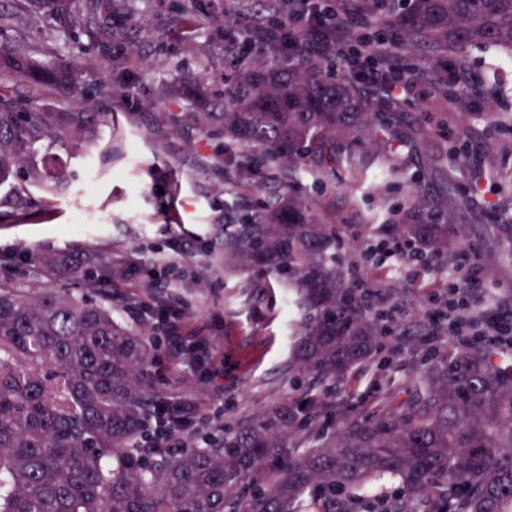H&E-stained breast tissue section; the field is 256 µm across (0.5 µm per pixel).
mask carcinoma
<instances>
[{"label":"carcinoma","instance_id":"cac0c4a2","mask_svg":"<svg viewBox=\"0 0 512 512\" xmlns=\"http://www.w3.org/2000/svg\"><path fill=\"white\" fill-rule=\"evenodd\" d=\"M0 33L51 16L102 43L132 46L115 0H9ZM354 12L377 16L400 50L441 46L468 67L471 50L512 57V0H358ZM286 66L237 64L219 111L204 104L182 116L199 131L260 152L290 172L326 173L336 142L370 137L389 155L394 139L375 112L388 105L350 81L327 76L295 48ZM130 57L112 59L110 97L131 83ZM0 74L33 96L44 85L83 84L84 72L55 55L42 59L23 40L0 48ZM174 104L210 96L203 78L163 84ZM92 112H45L0 101V186L21 201L65 194L53 161L25 166L34 144L60 130L74 144L97 138ZM450 216L423 198L391 232L450 262ZM340 237L293 196H271L244 224L224 225V265L270 269L303 311L294 343L296 375L344 380L374 360L389 333L349 285L337 261ZM150 339L86 296L43 287L20 293L0 278V512H512V366L479 342L436 355L391 410L336 414L317 446L292 453L300 406H279L240 422L217 445L155 443L192 423L173 418L144 382ZM273 470L259 479L267 463ZM389 479L399 494L369 490Z\"/></svg>","mask_w":512,"mask_h":512}]
</instances>
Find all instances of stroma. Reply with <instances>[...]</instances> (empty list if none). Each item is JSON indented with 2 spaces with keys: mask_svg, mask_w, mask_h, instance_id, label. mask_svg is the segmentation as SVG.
Instances as JSON below:
<instances>
[{
  "mask_svg": "<svg viewBox=\"0 0 512 512\" xmlns=\"http://www.w3.org/2000/svg\"><path fill=\"white\" fill-rule=\"evenodd\" d=\"M184 2L134 0L133 9L151 26L135 35V86L127 97L97 93L119 46L86 38L72 44L51 18L0 36L23 39L36 53H54L83 69L82 90L44 86L38 108L82 107L100 119L96 141L77 147L57 136L34 147L33 160L56 157L70 183L67 195L50 202L36 196L22 206L0 187V264L22 290L67 288L111 305L120 322L147 329L154 358L146 382L168 402L194 403L190 431L196 436H218L224 426L261 419L302 396L332 409L403 403L423 367L424 349L444 352L458 343L442 330L422 335L417 321L433 315L462 270L434 259L399 258L388 249L359 267V282L401 307L406 332L387 337L378 360L338 382L325 400L313 381L295 386L288 371L300 311L287 307L275 275L225 268L224 227L244 223L265 197L293 195L337 229L361 225L366 247L418 194L446 206L463 227L457 246L471 249L482 268L478 296L512 304V132L488 114L496 85L512 88V68L475 52L464 80L446 50L419 47L393 55L395 66L415 72L414 94L394 95L382 110L398 134L416 142L401 155L405 176L382 178L377 148L368 142L340 149L325 176H291L263 166L253 152L220 148L194 126L162 120L175 106L157 99V88L175 75L192 79L229 68L227 45L241 41L252 21L245 9L225 29H215L209 20L223 14L227 0H198L189 31L165 25L164 17ZM458 140L466 142L465 153L448 154L449 142ZM89 253L119 278L88 283L83 259ZM43 254L66 257L68 270L47 272L37 261ZM160 301L183 312L185 335L201 344L197 366L172 350L150 311Z\"/></svg>",
  "mask_w": 512,
  "mask_h": 512,
  "instance_id": "35a3bbf8",
  "label": "stroma"
}]
</instances>
